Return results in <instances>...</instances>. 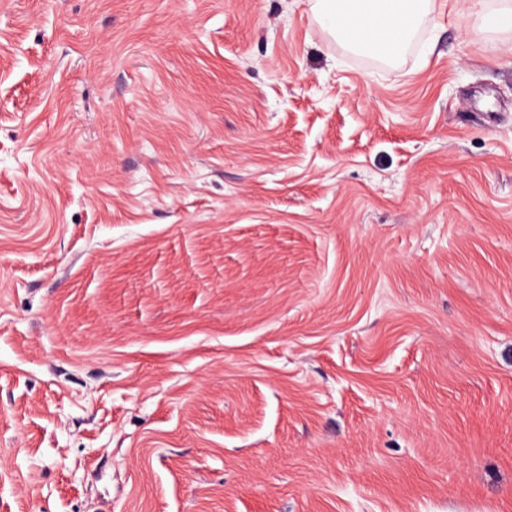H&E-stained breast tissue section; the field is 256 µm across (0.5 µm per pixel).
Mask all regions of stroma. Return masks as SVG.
Segmentation results:
<instances>
[{
  "mask_svg": "<svg viewBox=\"0 0 512 512\" xmlns=\"http://www.w3.org/2000/svg\"><path fill=\"white\" fill-rule=\"evenodd\" d=\"M499 2L0 0V512H512ZM431 0H317L325 26L357 50L399 53L415 33Z\"/></svg>",
  "mask_w": 512,
  "mask_h": 512,
  "instance_id": "1",
  "label": "stroma"
}]
</instances>
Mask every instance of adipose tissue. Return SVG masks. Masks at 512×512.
<instances>
[{
    "label": "adipose tissue",
    "mask_w": 512,
    "mask_h": 512,
    "mask_svg": "<svg viewBox=\"0 0 512 512\" xmlns=\"http://www.w3.org/2000/svg\"><path fill=\"white\" fill-rule=\"evenodd\" d=\"M430 0H317L325 26L357 50L399 53L427 13Z\"/></svg>",
    "instance_id": "adipose-tissue-1"
}]
</instances>
